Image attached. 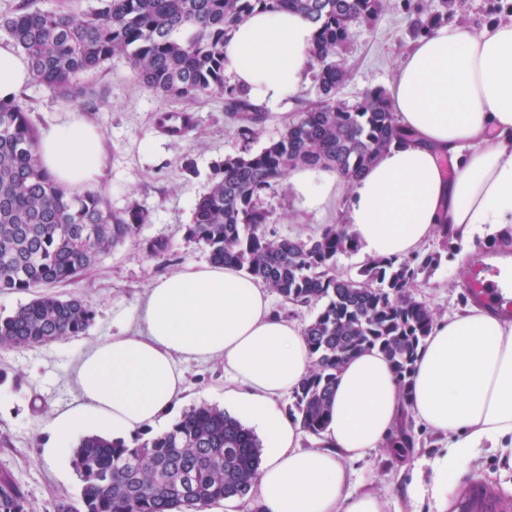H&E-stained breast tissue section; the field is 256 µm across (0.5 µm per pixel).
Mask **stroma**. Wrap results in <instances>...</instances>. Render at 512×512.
I'll use <instances>...</instances> for the list:
<instances>
[{"instance_id": "obj_1", "label": "stroma", "mask_w": 512, "mask_h": 512, "mask_svg": "<svg viewBox=\"0 0 512 512\" xmlns=\"http://www.w3.org/2000/svg\"><path fill=\"white\" fill-rule=\"evenodd\" d=\"M506 0H386L375 22L352 23L349 39L336 57L349 79L336 92L340 101L355 102L366 92L388 90L400 65L418 39V20L441 15L443 22H467L483 27L499 18ZM96 110L85 118L102 134L104 175L99 184L113 211L137 206L147 216L136 239L112 249L91 272L73 283L56 286L64 296H76L94 311L86 336L58 340L34 350L0 349V476L13 478L33 512H56L60 502H77L81 483L69 461H51L42 455L48 438L44 422L72 400L70 376L87 339L117 332L123 318H134L149 285L188 262L208 260L209 252L189 239L190 224L198 199L208 190L214 168L225 159L256 152L277 138L298 102L265 106L266 118L252 140H242L224 110L219 95L194 100L162 97L146 89L125 58L104 63L81 80ZM23 97L31 109L37 130L47 129L72 108L71 99L45 85L29 82ZM164 112L195 115L193 130L170 138L156 131ZM268 213L267 231L273 237L316 235L330 224L343 221V201L322 211L302 208L287 181H279L262 197ZM161 238L171 245L169 254L148 258L141 243ZM425 251L440 253L439 265L423 278L414 295L425 301L437 316H445L468 304L465 272L449 263L451 252L438 238H430ZM187 392L168 415L176 420L193 405L224 404L227 374L218 362L185 365ZM353 486L378 495L385 512H427L411 488L416 476L403 461L386 449L371 451L351 462Z\"/></svg>"}]
</instances>
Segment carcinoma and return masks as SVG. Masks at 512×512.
<instances>
[{
  "mask_svg": "<svg viewBox=\"0 0 512 512\" xmlns=\"http://www.w3.org/2000/svg\"><path fill=\"white\" fill-rule=\"evenodd\" d=\"M384 0H98L82 18L63 11L23 10L0 19L32 77L61 95H83L79 77L114 57L129 60L141 83L169 98L217 94L247 140L265 120L247 91L224 78V41L256 9L294 11L312 21L317 99L302 102L278 139L256 153L218 164L209 190L198 200L187 234L210 260L235 265L285 302L321 305L303 338L312 359L294 388L287 414L320 435L331 409L336 373L369 349L388 360L404 400L413 391L419 349L436 315L415 298L420 275L441 255L372 259L353 275L336 272V258L359 245L346 225L316 236L271 238L267 212L258 202L296 165L325 166L352 182L394 140L403 137L384 91L353 104H336V87L348 72L336 54L357 18L374 21ZM22 100L0 101V291H32L36 297L0 317V348L36 349L82 336L94 320L78 297L38 293L73 281L112 248L132 240L146 220L131 207L112 211L96 189L74 192L38 164V132ZM149 258L169 252L164 239L142 243ZM391 445L415 447L408 418ZM262 443L239 419L207 403L195 405L166 431L133 445L91 435L74 449L72 466L82 483L76 504L57 512H205L211 504L249 496L261 466ZM0 512H31L9 476L0 477Z\"/></svg>",
  "mask_w": 512,
  "mask_h": 512,
  "instance_id": "carcinoma-1",
  "label": "carcinoma"
}]
</instances>
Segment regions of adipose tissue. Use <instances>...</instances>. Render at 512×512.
<instances>
[{
	"mask_svg": "<svg viewBox=\"0 0 512 512\" xmlns=\"http://www.w3.org/2000/svg\"><path fill=\"white\" fill-rule=\"evenodd\" d=\"M313 35L300 14L254 12L225 42L224 70L254 101L296 98L313 65ZM29 77L26 58L0 41V100L16 98ZM389 96L407 139L350 186L326 168H292L288 183L303 207L321 211L346 197L345 222L371 258L417 254L441 224L459 267L478 244L512 237V21L434 26L399 67ZM100 140L70 110L41 135L35 155L60 184L90 187L102 175ZM135 321L79 357L74 399L48 421L45 458H64L85 433L127 441L161 426L186 391L185 363L217 360L232 381L225 403L267 440L254 483L262 512H384L377 495L353 490L347 463L385 446L405 411L448 440L421 491L432 512H448L481 450L512 468V319L477 305L436 319L415 364L411 403L378 350L350 359L312 448L301 447L300 422L277 404L311 358L297 324L273 314L262 282L234 265L189 263L150 285Z\"/></svg>",
	"mask_w": 512,
	"mask_h": 512,
	"instance_id": "adipose-tissue-1",
	"label": "adipose tissue"
}]
</instances>
